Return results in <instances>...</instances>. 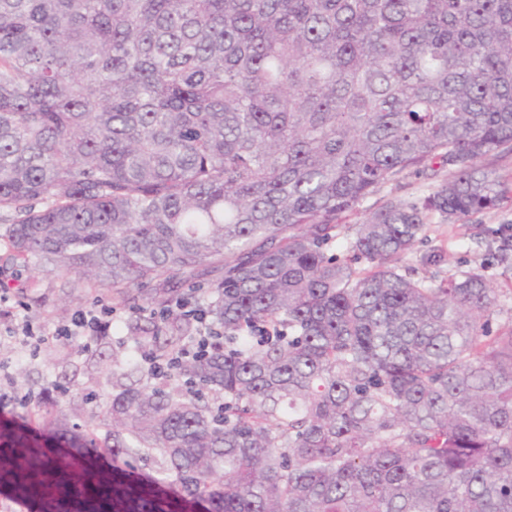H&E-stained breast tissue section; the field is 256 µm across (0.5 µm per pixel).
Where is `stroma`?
<instances>
[{"label": "stroma", "instance_id": "stroma-1", "mask_svg": "<svg viewBox=\"0 0 512 512\" xmlns=\"http://www.w3.org/2000/svg\"><path fill=\"white\" fill-rule=\"evenodd\" d=\"M447 177V171L439 168L408 173L364 199L345 221L362 223L392 197H423ZM5 228V222L0 221V289L8 290L12 313L0 314V425L10 423L37 434L41 431V415L50 412L65 418L68 424L84 429L94 426L106 432L97 397L112 389L113 361L125 362L133 378H140L139 369L128 361L133 343L127 325L137 316L133 313L137 306L143 309L138 317L150 320L153 309L147 299L155 295L156 288H104L74 273L66 278L47 273L34 259L24 266L9 265ZM472 235V230L457 223L433 224L426 240L404 263L419 275H431V268L422 266L419 259L441 247L448 254L449 269L478 266L486 260L488 249L473 241ZM90 306L111 310L112 329L108 335L89 338L85 348L52 340L33 346L11 337L15 316L25 317L40 335L68 324L75 310Z\"/></svg>", "mask_w": 512, "mask_h": 512}]
</instances>
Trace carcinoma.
<instances>
[{"mask_svg":"<svg viewBox=\"0 0 512 512\" xmlns=\"http://www.w3.org/2000/svg\"><path fill=\"white\" fill-rule=\"evenodd\" d=\"M512 0H0V212L15 260L107 288L161 281L131 323L164 380L43 416L79 469L12 456L56 512H166L90 449L133 454L206 512H512V320L485 265H400L437 218L512 187ZM448 180L342 215L408 171ZM500 262L512 224L492 232ZM210 280L211 347L173 293ZM207 394H202V391Z\"/></svg>","mask_w":512,"mask_h":512,"instance_id":"obj_1","label":"carcinoma"}]
</instances>
